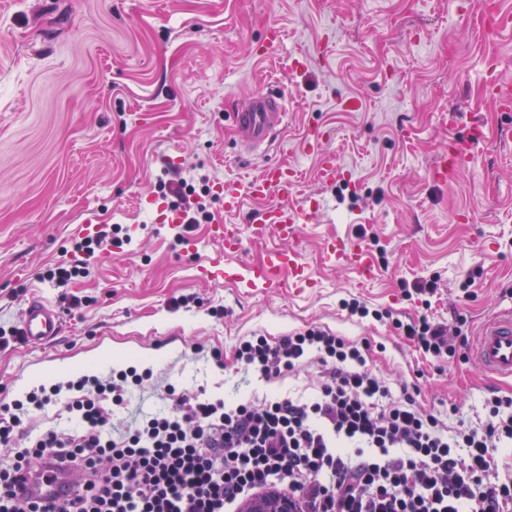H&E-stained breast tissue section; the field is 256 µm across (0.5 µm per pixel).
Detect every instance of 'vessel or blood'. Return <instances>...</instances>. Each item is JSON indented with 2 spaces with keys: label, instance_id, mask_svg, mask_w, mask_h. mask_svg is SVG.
Masks as SVG:
<instances>
[{
  "label": "vessel or blood",
  "instance_id": "1",
  "mask_svg": "<svg viewBox=\"0 0 512 512\" xmlns=\"http://www.w3.org/2000/svg\"><path fill=\"white\" fill-rule=\"evenodd\" d=\"M288 116L287 103L281 94L269 87H261L239 103L232 114L235 141L240 152L258 154L266 152ZM473 157L472 146L453 144L447 157L428 171L430 179L439 181L469 163ZM298 181L294 168L284 164L271 167L262 177L242 185L228 180L224 183V209L240 210L245 197L255 199L276 198V205L264 210L257 224L242 230L237 224H218L212 229V240L221 249L211 259L205 273L213 279L247 280L252 286L275 289L283 286L305 287L309 276L298 243L301 228L308 223L315 208L311 205L293 206ZM264 238L275 236L287 241V248H272L259 262L240 267L230 259L240 250L244 233ZM325 264L347 266L361 276H373L376 263L368 250L341 237L328 238L321 251ZM18 334L25 345L43 347L59 336L63 330L62 317L49 301L34 298L21 311L17 322ZM473 353L481 367L500 379L512 380V307L487 316L479 327Z\"/></svg>",
  "mask_w": 512,
  "mask_h": 512
}]
</instances>
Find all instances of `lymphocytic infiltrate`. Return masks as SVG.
Segmentation results:
<instances>
[{
  "mask_svg": "<svg viewBox=\"0 0 512 512\" xmlns=\"http://www.w3.org/2000/svg\"><path fill=\"white\" fill-rule=\"evenodd\" d=\"M121 225L76 241L80 261L49 267L56 285L88 277L96 254ZM420 354L453 357L467 337L422 316L393 319ZM233 358L245 372L276 382L317 367L314 396L227 401L184 393L163 412L140 413L116 428V408L153 377L129 366L42 386L0 405V512H235L267 490L288 493L298 512H512V479L495 454L512 447V395L487 397L480 423L449 426L407 385L391 386L372 369L371 345L325 325L283 336L242 337ZM61 405L67 427H36ZM63 483L54 505L18 497L31 478Z\"/></svg>",
  "mask_w": 512,
  "mask_h": 512,
  "instance_id": "1",
  "label": "lymphocytic infiltrate"
}]
</instances>
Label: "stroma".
<instances>
[{
	"label": "stroma",
	"instance_id": "35a3bbf8",
	"mask_svg": "<svg viewBox=\"0 0 512 512\" xmlns=\"http://www.w3.org/2000/svg\"><path fill=\"white\" fill-rule=\"evenodd\" d=\"M488 12L512 16V0H0V326L16 325L33 297L65 323L44 347L0 349V392L21 398L125 353L154 379L119 422L168 408L170 383L215 397L308 396L315 373L270 385L209 351L228 358L253 332L316 323L370 341L377 372L417 387L428 406L454 404L471 420L490 393H512L471 347L433 363L389 324L341 307L357 298L473 333L512 305V110L494 101L496 84H512V28L486 27ZM270 25L283 41L266 57ZM298 41L310 50L301 71L288 61ZM267 84L287 98V124L266 154L239 157L231 106ZM475 125L484 136L472 163L430 180L449 140L469 141ZM310 126L329 133L315 153ZM322 152L341 169L335 184L317 178ZM278 162L297 169L299 200L319 204L302 233L309 286L274 293L208 279L210 224L248 227L266 203L248 197L228 213L213 193L210 223L168 227L160 181L249 179ZM84 223L123 225L121 254L63 287L41 279L72 260ZM336 234L361 240L374 279L322 263ZM433 277L437 296L405 295L404 283Z\"/></svg>",
	"mask_w": 512,
	"mask_h": 512
}]
</instances>
